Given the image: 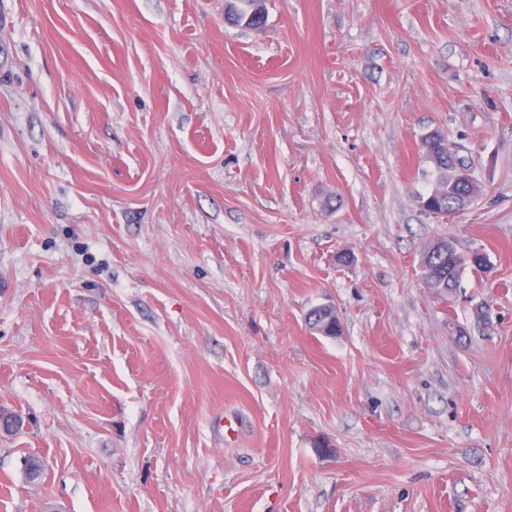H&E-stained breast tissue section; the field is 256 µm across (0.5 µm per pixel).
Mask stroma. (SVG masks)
Segmentation results:
<instances>
[{"label":"stroma","instance_id":"obj_1","mask_svg":"<svg viewBox=\"0 0 512 512\" xmlns=\"http://www.w3.org/2000/svg\"><path fill=\"white\" fill-rule=\"evenodd\" d=\"M225 6L0 0V512H512V0ZM228 19L247 21L249 26L261 28L267 21L265 0H229ZM448 161L452 162L456 168V180L461 186H465L470 191V197L480 196L482 184L474 177L468 165H461L456 160L454 151L448 150V160L437 157L432 162L434 173L436 174V187L427 194H421L420 197L429 199L426 204V210L429 215L435 216L448 215L456 212L460 202L464 200L466 190L459 187L454 180L453 170ZM435 244L436 247L430 250ZM490 266L487 255L479 250L460 254L445 238L435 240L420 254L418 269L421 280L437 297L448 300L460 287L461 274L466 267L486 272ZM327 304H321L313 307L306 319L307 324L309 326L310 331L313 334L327 337V338H334L338 336L341 332V323L338 318V316L330 317L331 310H328ZM318 317V320L315 323H312L311 318L309 316Z\"/></svg>","mask_w":512,"mask_h":512}]
</instances>
